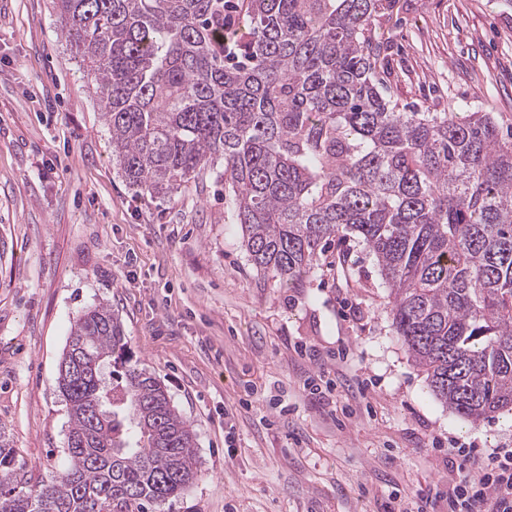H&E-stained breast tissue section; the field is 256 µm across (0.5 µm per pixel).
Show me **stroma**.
Returning a JSON list of instances; mask_svg holds the SVG:
<instances>
[{
  "instance_id": "obj_1",
  "label": "stroma",
  "mask_w": 512,
  "mask_h": 512,
  "mask_svg": "<svg viewBox=\"0 0 512 512\" xmlns=\"http://www.w3.org/2000/svg\"><path fill=\"white\" fill-rule=\"evenodd\" d=\"M53 2L0 0V428L28 486L66 466L56 377L98 304L196 431L198 477L157 512H385L447 489L457 448L512 446V411L473 424L433 395L357 240L287 286L252 268L223 180L130 189ZM383 4L371 45L400 111L512 131V0Z\"/></svg>"
}]
</instances>
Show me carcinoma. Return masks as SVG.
<instances>
[{
    "label": "carcinoma",
    "instance_id": "cac0c4a2",
    "mask_svg": "<svg viewBox=\"0 0 512 512\" xmlns=\"http://www.w3.org/2000/svg\"><path fill=\"white\" fill-rule=\"evenodd\" d=\"M58 8L126 184L170 197L222 164L249 261L281 280L301 282L354 236L436 398L473 424L512 410V140L489 112L386 100L368 52L383 0H238L235 60L224 0ZM56 385L69 467L18 491L0 434V512H149L196 480L192 425L132 364L111 306L76 319Z\"/></svg>",
    "mask_w": 512,
    "mask_h": 512
}]
</instances>
